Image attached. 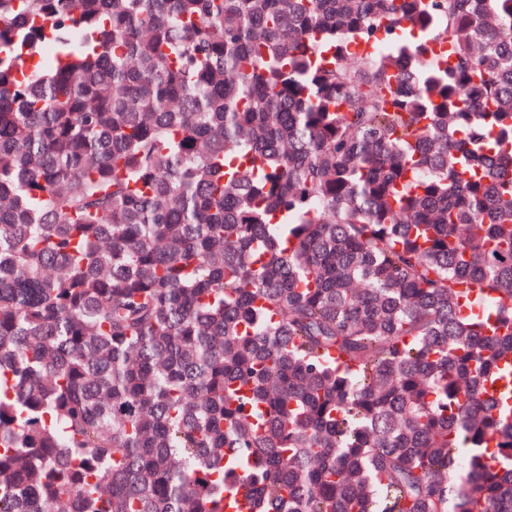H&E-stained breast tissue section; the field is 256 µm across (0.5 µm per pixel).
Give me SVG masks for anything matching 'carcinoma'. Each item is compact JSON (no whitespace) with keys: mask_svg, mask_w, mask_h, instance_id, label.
Listing matches in <instances>:
<instances>
[{"mask_svg":"<svg viewBox=\"0 0 512 512\" xmlns=\"http://www.w3.org/2000/svg\"><path fill=\"white\" fill-rule=\"evenodd\" d=\"M510 378L512 0H0V512H512Z\"/></svg>","mask_w":512,"mask_h":512,"instance_id":"1","label":"carcinoma"}]
</instances>
